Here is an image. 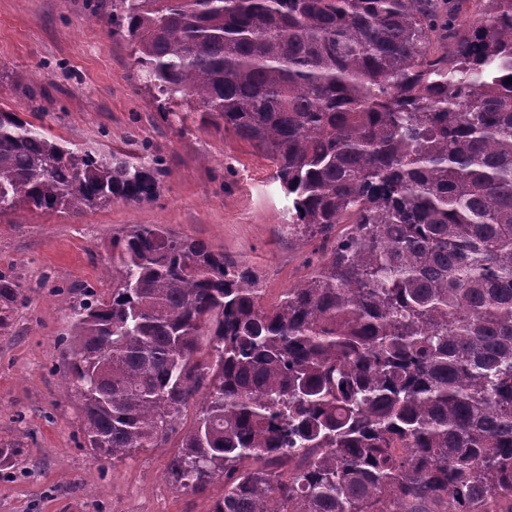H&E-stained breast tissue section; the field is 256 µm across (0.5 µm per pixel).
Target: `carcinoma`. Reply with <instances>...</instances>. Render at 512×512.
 I'll use <instances>...</instances> for the list:
<instances>
[{
	"label": "carcinoma",
	"mask_w": 512,
	"mask_h": 512,
	"mask_svg": "<svg viewBox=\"0 0 512 512\" xmlns=\"http://www.w3.org/2000/svg\"><path fill=\"white\" fill-rule=\"evenodd\" d=\"M111 0L145 86L276 167L323 256L271 304L158 224L112 238L64 350L86 447L210 512H512V0ZM0 108V218L156 190ZM347 224L342 234L336 225ZM21 297L0 273V326ZM18 444H0V469Z\"/></svg>",
	"instance_id": "cac0c4a2"
}]
</instances>
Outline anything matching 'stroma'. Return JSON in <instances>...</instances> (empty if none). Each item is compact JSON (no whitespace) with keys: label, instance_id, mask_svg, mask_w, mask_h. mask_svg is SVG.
<instances>
[{"label":"stroma","instance_id":"35a3bbf8","mask_svg":"<svg viewBox=\"0 0 512 512\" xmlns=\"http://www.w3.org/2000/svg\"><path fill=\"white\" fill-rule=\"evenodd\" d=\"M0 107L82 149L134 163L149 146L164 160L150 199L0 220V272L22 291L0 327V443L23 449L0 470V512H208L224 484L203 495L173 486L176 439L113 462L86 448L62 355L69 304L83 284L111 290V240L136 224L164 225L243 263L268 305L321 258L320 239L288 235V199L259 149L201 127L188 109L161 116L92 0H0Z\"/></svg>","mask_w":512,"mask_h":512}]
</instances>
